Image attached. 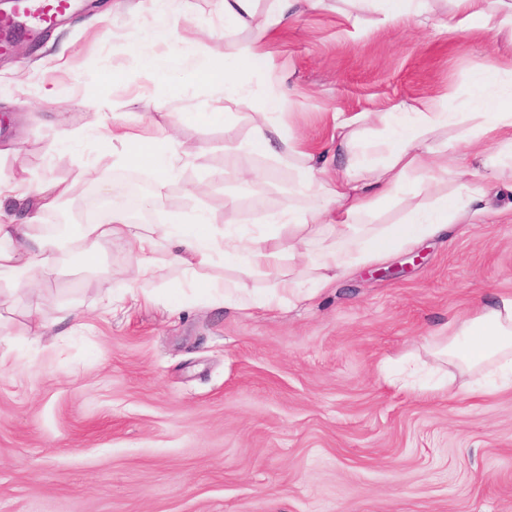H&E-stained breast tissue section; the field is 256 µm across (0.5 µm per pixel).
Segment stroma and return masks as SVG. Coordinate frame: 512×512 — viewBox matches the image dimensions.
<instances>
[{
    "label": "stroma",
    "mask_w": 512,
    "mask_h": 512,
    "mask_svg": "<svg viewBox=\"0 0 512 512\" xmlns=\"http://www.w3.org/2000/svg\"><path fill=\"white\" fill-rule=\"evenodd\" d=\"M146 6L78 0L0 55V173L21 165L69 183L58 210L68 223L87 207L86 163L109 182L143 174L113 167L85 130L131 110L152 133L181 108L185 76L150 77L125 52L151 22ZM377 20L327 0L268 44L274 71L291 75L285 122L310 148L330 144L335 112L427 96L473 111L477 64L512 57L506 36L478 20L439 34ZM171 25L188 44L210 29L223 42L253 33L225 28L218 0H192ZM52 80L64 89L56 102L40 94ZM178 136L196 157L150 223L203 206L220 227L232 206L253 234L262 209L287 200V169L237 150L222 126L189 121ZM220 167L223 180L210 181ZM484 206L474 223L386 260L402 275L360 266L272 312L207 298L170 309L168 286L186 278L165 266L149 287L154 302L100 316L106 282L133 263L118 244L102 246L98 268L65 269L32 298L0 279V512H512V388L471 397L477 373L431 354L451 322L512 297L511 170L489 181ZM71 306L87 329L54 325ZM41 321L53 330L38 334ZM406 355L436 375L391 386L382 368Z\"/></svg>",
    "instance_id": "stroma-1"
}]
</instances>
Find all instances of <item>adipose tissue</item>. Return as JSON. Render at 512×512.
<instances>
[{
    "mask_svg": "<svg viewBox=\"0 0 512 512\" xmlns=\"http://www.w3.org/2000/svg\"><path fill=\"white\" fill-rule=\"evenodd\" d=\"M323 2L271 0L249 40L226 43L220 51L200 41L190 56V70L211 93L212 105L203 120L222 125L225 138L232 140L235 125L227 106H255L260 121L240 142V149L278 161L289 170L294 198L262 212L258 235L244 234L238 226L240 217L232 209L225 213L220 229L203 210L188 219L172 215L161 224H138L116 210L107 222L68 224L50 235L43 229L42 217L58 207L67 186L50 177L0 174V276L27 283L33 271L49 277L73 260L93 267L100 261L102 243H119L128 247L136 262L119 286L108 287L110 302L145 297L144 285L159 267H177L193 277L219 262L238 269L242 277L224 284L205 283L206 292L219 294L241 310H273L287 301H308L349 270L380 261L477 216L486 179L498 176L501 165L512 161V69L495 62L477 69L472 86L478 102L474 111H450L442 97L402 101L376 118L380 123L376 130L369 127L374 119L370 113L336 112L332 115L335 152L304 151L284 121L290 105L286 79L272 76L264 46L294 21L300 7L316 8ZM362 2L379 11L386 24L404 18L422 25L431 11V0ZM450 2L459 16L453 24L456 30H468L476 19L512 27V0ZM190 7L191 0H148L154 22L128 50L157 77L168 76L170 59L156 49L174 46L177 38L171 21ZM240 64L256 74V81L239 77L236 67ZM142 123L138 113L116 112L111 123L97 127L96 136L111 145L113 165L153 172V195L158 198L192 152L170 133L141 134ZM448 128L455 129L456 144L487 140L495 145L483 163L482 177L460 183L449 194L441 192L439 184L457 157L428 141L430 134ZM416 173L427 178L429 199L424 203L415 200L418 189L410 177ZM390 204L403 205L401 218L392 224L377 223L380 210ZM255 275L268 282V291L250 293L247 280ZM443 354L452 364L494 368L497 381L477 387V394L511 386L512 298L454 322Z\"/></svg>",
    "mask_w": 512,
    "mask_h": 512,
    "instance_id": "obj_1",
    "label": "adipose tissue"
}]
</instances>
